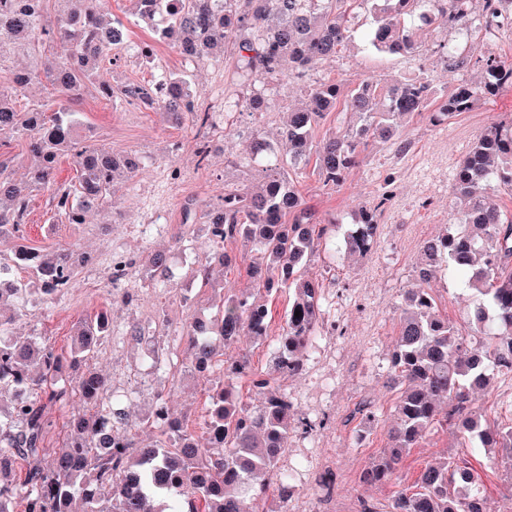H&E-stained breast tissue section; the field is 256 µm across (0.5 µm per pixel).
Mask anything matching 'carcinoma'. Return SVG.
<instances>
[{
    "instance_id": "obj_1",
    "label": "carcinoma",
    "mask_w": 512,
    "mask_h": 512,
    "mask_svg": "<svg viewBox=\"0 0 512 512\" xmlns=\"http://www.w3.org/2000/svg\"><path fill=\"white\" fill-rule=\"evenodd\" d=\"M48 0H6L0 5V65L19 53L33 56L31 65L13 74L24 87L48 85L61 101L48 115L21 109L0 91V142L26 139L37 158L25 182L17 183L0 168V236H20L26 224L29 197L51 190L55 210L68 224L85 223V214L102 202L120 181L141 169L135 154L116 157L103 144L78 139V122L70 104L78 101L96 68L113 64L111 51L121 45L124 24L107 22L97 0H82L78 11L51 17ZM139 18L158 40L188 58L207 57L219 47L235 57L241 97L230 108L264 112L265 87L288 88L324 58L351 41L355 17L372 15L365 45L390 55L425 52L417 39L424 28L468 30L473 19L466 0H136ZM503 0H485L486 26L502 23ZM446 65L465 69L481 65L484 81L439 89L427 77L403 78L387 87L363 81L347 93L334 83L310 88L309 104L292 111L282 130L288 156L261 138L249 145L251 160L261 167L265 184L254 194L243 186L224 192L212 208L209 224L214 252L198 264L195 279L213 287L210 268L231 259L221 243L239 236L252 241L259 260L248 264L251 286L219 293L214 321L194 319L180 340L200 372L217 368L220 386L210 395L200 441L169 409L160 394L143 418L153 429L146 443L135 440L127 414L113 403L110 381L90 368L89 360L110 329L107 313L79 323L67 352H56L36 336H15L4 311L18 308L33 294L55 303L77 271L92 263L91 255L72 248L42 254L22 248L0 254V512H274L273 492L288 499L290 475H270L287 447L288 433L298 428L287 395L275 386L274 375H294L304 365L321 322L320 286L305 268L322 248L335 253L363 254L376 236L388 196L362 211L336 247L328 226L313 222L290 177L310 153L314 126L344 100L346 111L360 124L325 138L315 150V167L324 185L342 186L363 154L376 141L399 144L400 118L421 116L439 121L470 111L475 104L512 88V61L475 52L434 46ZM292 64L288 71L284 62ZM102 95L162 108L179 118L192 115L198 128L207 114L196 109L190 75L162 72L150 82L99 84ZM72 156L79 171L75 185L55 182L58 158ZM460 208L445 233L423 247L419 270L427 280L433 266L459 275L478 298L471 330L484 337L472 351L471 336L442 314L429 292L412 288L401 304L398 337L389 357L391 379L401 388L387 431L388 447L366 467L360 480L382 484L397 478L411 449L438 424L454 428L462 447L479 454L491 448L512 453V424L492 425L469 408L473 387L488 388L500 377H512V219L504 217L491 192H512V121L483 130L454 175ZM171 255L156 250L142 263V276L161 282ZM25 276H20V273ZM288 292L272 367L255 371L248 357L224 358L240 336L257 343L268 338L270 311L266 298ZM300 316H295V311ZM250 379L257 403L243 400L233 380ZM89 408L67 414V435L59 448L44 446L52 426L44 403H62L70 392ZM389 512H491L480 490V476L466 460L443 459L425 466L410 489H400Z\"/></svg>"
}]
</instances>
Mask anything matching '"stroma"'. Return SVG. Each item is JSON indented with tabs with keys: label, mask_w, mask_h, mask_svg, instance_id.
<instances>
[{
	"label": "stroma",
	"mask_w": 512,
	"mask_h": 512,
	"mask_svg": "<svg viewBox=\"0 0 512 512\" xmlns=\"http://www.w3.org/2000/svg\"><path fill=\"white\" fill-rule=\"evenodd\" d=\"M99 7L126 26L129 49L144 42L154 45L152 63L130 55L128 49L114 65L101 70V81L145 83L158 70L192 74L199 107L214 114L209 157L199 161L190 123L176 122L158 109L110 102L101 96L98 83L87 85L74 105L81 114V136L106 144L113 153L138 155L140 174L119 185L82 224L62 223L50 203L49 190L33 192L23 236L0 237V253L9 255L24 245L51 254L72 246L96 256V264L80 269L55 305L45 310L30 306L19 312L13 332L41 337L61 352L67 350L79 322L107 311L111 333L91 365L123 394L130 420L137 425L136 437L143 440L149 432L139 428L138 422L157 393L167 394L172 412L185 417L191 429H199L206 416L208 391L216 376L191 372L189 357L179 351L177 340L191 317L210 312V290L190 277L191 267L211 249L196 227L205 223L208 206L223 198L225 187L243 184L254 192L262 188L263 174L241 162L244 149L257 135L279 144L288 112L304 103L309 81L290 82L287 93L276 97L270 111L225 112L233 69L229 54L219 50L214 57L188 62L167 43L157 41L152 29L135 16L134 0H100ZM432 39L452 47L472 45L482 56L512 59L511 27L476 31L468 37L448 38L436 32ZM28 62V57L20 55L0 69V89L13 94L21 106L57 109L58 101L45 85L13 89L11 70ZM422 72L431 74L438 87L450 89L484 78L478 66L463 71L447 68L427 53L376 55L356 41L322 61L312 79L346 89L362 81L387 85ZM511 118L509 89L438 124L425 117L404 122L401 138L408 142V149L400 151L388 143L370 146L343 187L324 185L311 162L296 177L314 221L324 225L336 220L334 233L339 238L379 193L388 192L389 199L367 253L338 261L323 253L313 257L307 268L309 277L322 288L323 326L314 348L304 356L301 374L278 378L276 384L288 395L296 417L315 414L317 427L308 434L290 432L287 451L278 464L279 469L297 473L288 512H359L364 501L385 512L394 492L413 485L425 465L444 456L470 458L494 512H512V463L505 452L497 449L488 456H470L456 433L444 426L436 427L419 447L411 449L397 481L367 485L360 480L362 471L386 447V429L397 398L387 369L389 351L399 330L401 297L418 285L422 246L452 223L458 207L452 191L454 174L478 134L491 123ZM180 234L192 239V249L176 248L174 239ZM159 249L171 252L172 278L155 287L143 280L140 264L147 252ZM224 249L237 262L215 267L213 280L229 290L249 286L244 259L252 254L251 243L239 237L226 241ZM116 256L129 264L121 280L112 277ZM429 286L441 313L458 325H467L475 306L473 295L450 276L435 275ZM268 307L270 341L259 345L244 336L229 350L233 356L246 354L259 371L268 369L273 356V340L288 309L287 293L272 297ZM135 326L141 329V338L131 336ZM170 350L177 353L174 371L150 370L152 357ZM133 379L141 380L142 386L131 395L127 387ZM472 400L489 421L512 423V378L498 380L490 390L473 394ZM365 404L375 413L374 421L359 414ZM328 473L336 476L330 494L320 487Z\"/></svg>",
	"instance_id": "35a3bbf8"
}]
</instances>
